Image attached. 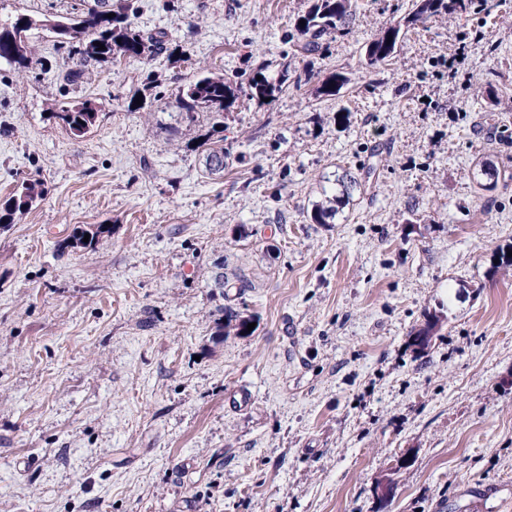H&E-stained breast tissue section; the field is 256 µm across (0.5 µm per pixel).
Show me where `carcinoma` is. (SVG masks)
I'll use <instances>...</instances> for the list:
<instances>
[{
	"mask_svg": "<svg viewBox=\"0 0 512 512\" xmlns=\"http://www.w3.org/2000/svg\"><path fill=\"white\" fill-rule=\"evenodd\" d=\"M473 0H412L411 8L401 20L381 29L365 49V58L370 65L385 63L396 57L401 46L403 31L425 24L429 19L448 15L457 18L467 14ZM353 0H313L312 5L302 15L305 24H296V34L292 36L293 46L302 54H314L322 48L323 42L340 30L346 29L354 12ZM132 5L129 3L112 6L111 0H94V5L75 16H61L54 19V25L69 27L73 33L62 34L57 41L58 48L69 55L80 56L85 63H114L118 60L151 61L162 53L166 35L144 36L132 29L130 20ZM113 17H107V14ZM49 19H37L30 15L17 14L7 27H0V64L16 70L29 68L32 55L31 31L47 28ZM105 49H100L96 43ZM288 68H283L275 78L257 72L246 84H235L222 75L203 74L182 90L176 97L177 121L189 126L199 122L200 114L210 116V127L198 139V147L205 148V167L213 172L224 170V112L244 94L252 99L272 98L288 85ZM97 107L90 101L72 103L63 101L50 119L65 127L75 136L87 133L95 124ZM341 192L326 199L327 205L317 207L311 219L317 224H326L336 214L331 203L341 202L348 193V186L340 180ZM45 194L42 184L24 182L12 194L0 198V226L14 223L18 214L40 202ZM112 233L106 224L76 226L71 242L83 247L90 246ZM89 241H83L84 235ZM250 320L239 316L230 309H224V316L218 322V333L247 335Z\"/></svg>",
	"mask_w": 512,
	"mask_h": 512,
	"instance_id": "1",
	"label": "carcinoma"
}]
</instances>
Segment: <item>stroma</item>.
<instances>
[{
	"instance_id": "stroma-1",
	"label": "stroma",
	"mask_w": 512,
	"mask_h": 512,
	"mask_svg": "<svg viewBox=\"0 0 512 512\" xmlns=\"http://www.w3.org/2000/svg\"><path fill=\"white\" fill-rule=\"evenodd\" d=\"M131 2L167 34L151 64L84 67L38 29L32 69L0 67V196L45 188L0 229V512H512V0L375 66L365 45L409 0H357L308 56L288 40L308 0ZM203 67L303 77L225 113L216 174L175 119ZM65 98L98 107L83 136L48 118ZM224 307L253 333L219 335ZM112 232L111 225L93 224L89 226H76L73 228L71 235L72 244L81 245L83 247L90 246L99 238L110 235ZM90 234L88 242H83L84 235Z\"/></svg>"
}]
</instances>
